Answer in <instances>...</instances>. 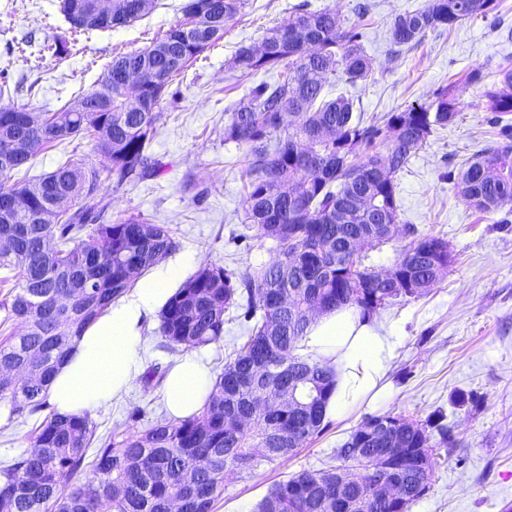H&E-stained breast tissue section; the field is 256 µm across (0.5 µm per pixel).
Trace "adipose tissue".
I'll use <instances>...</instances> for the list:
<instances>
[{
	"instance_id": "1",
	"label": "adipose tissue",
	"mask_w": 512,
	"mask_h": 512,
	"mask_svg": "<svg viewBox=\"0 0 512 512\" xmlns=\"http://www.w3.org/2000/svg\"><path fill=\"white\" fill-rule=\"evenodd\" d=\"M177 271L159 266L139 281L132 298L112 303L70 348L47 388L56 414L94 411L127 394L143 372L147 342L145 322L169 298ZM313 358L334 371L333 390L325 405L330 420L348 417L357 407L382 398L397 338L376 320L351 306L316 315L303 340ZM214 376L194 353L184 354L170 368L164 403L172 417L199 412L210 396Z\"/></svg>"
}]
</instances>
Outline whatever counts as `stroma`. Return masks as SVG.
Wrapping results in <instances>:
<instances>
[{"label": "stroma", "mask_w": 512, "mask_h": 512, "mask_svg": "<svg viewBox=\"0 0 512 512\" xmlns=\"http://www.w3.org/2000/svg\"><path fill=\"white\" fill-rule=\"evenodd\" d=\"M336 11L341 24L367 31L364 48L371 75L355 87H326L329 96L347 90L364 119L398 112L431 100L435 91L477 68L496 71L512 60V0H502L501 29L488 20L463 21L453 29L428 33L413 49L389 52L390 22L419 9L427 0H245L216 46L200 54L185 75L176 77L160 103L153 151L163 166L158 174L122 187L104 182L96 200L109 223L134 214L175 230L179 248L167 263L191 276L201 265L239 271L277 259L276 243L260 237L243 221L246 163L242 146L226 141L224 123L251 87L274 81L271 73L236 77L229 63L243 46H256L267 29L288 18L296 5ZM185 0H153L147 15L91 37H75L60 10V0H0V105L35 114L72 104L106 74L114 56L139 51L183 19ZM31 47H23L25 36ZM71 41L68 56L55 58L45 48ZM458 115L437 130L397 176L403 218L419 229L447 239L454 262L430 292L378 316L394 330L398 343L389 371L390 393L378 404L363 406L346 420L332 422L284 465L259 464L250 475H229L224 497L212 512H253L274 483L300 469L331 465L332 453L363 419L393 411L417 420L444 408L455 437L450 450H439L433 485L409 512H500L512 505V210L481 214L470 207L445 174L475 154L490 151L497 138L480 87L458 94ZM87 140L69 139L37 147L27 172L36 178L71 156H87ZM458 390L482 395L479 409H456ZM149 417L164 415L162 387L136 384L122 398L92 414L99 431L133 428L132 407Z\"/></svg>", "instance_id": "stroma-1"}]
</instances>
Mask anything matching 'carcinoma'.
I'll return each instance as SVG.
<instances>
[{
    "instance_id": "cac0c4a2",
    "label": "carcinoma",
    "mask_w": 512,
    "mask_h": 512,
    "mask_svg": "<svg viewBox=\"0 0 512 512\" xmlns=\"http://www.w3.org/2000/svg\"><path fill=\"white\" fill-rule=\"evenodd\" d=\"M243 4L187 0L183 22L147 48L112 59L105 77L79 98L87 112L70 106L46 112L42 130L17 121L15 112H0V204L8 201L13 215L11 223L0 222V237L13 241L12 250L0 252V284L15 282L0 301V366L27 367L29 351H41L36 381L0 387L7 420H26L47 408L46 385L58 362L134 286L130 270L140 275L179 246L168 225L140 214L107 223L91 201L105 180L121 186L158 172L161 163L150 148L163 95L224 38ZM150 6L151 0H112V16L94 13L73 32L127 25ZM499 7V0H427L392 20V53L470 18L496 21ZM364 40L361 26L344 27L336 11H311L303 3L269 29L260 46L236 51L231 68L242 76L278 71L274 83L251 88L239 101L224 124V140L245 148L244 220L275 241L280 255L243 272L201 266L168 298L160 332L172 354L199 348L220 341L226 315L242 309L247 339L216 375L203 408L188 417L161 416L142 430L106 436L88 413H50L37 421L32 450L0 467V501L8 512H99L105 505L110 512H167L176 495L185 499L186 512H211L224 496L227 474H248L261 462L284 463L325 427L332 371L300 353L311 321L307 309L348 305L374 318L424 296L448 274V241L403 223L397 175L436 128L454 121L456 89L364 121L352 98L324 94L332 80L354 85L368 77ZM130 71L142 81L128 83ZM468 82L482 87L499 145L449 170L448 183L474 210L494 213L512 206V124L502 123L512 113V66L500 65L492 75L475 69ZM54 129L88 139L100 160L69 158L36 181L6 184L32 159L28 152L16 153L14 144L30 139L55 147L64 139ZM64 194L72 198L70 209L51 210L54 198ZM390 224L401 225L409 242L390 277L380 279L365 260L395 240L388 235ZM47 237L50 252L43 248ZM269 386L296 389L300 405L258 406ZM231 415L245 418L235 432L225 425ZM444 419L440 410L423 423L392 412L369 415L334 450L337 466L291 473L268 490L256 512H357L381 490L392 494L391 507H407L431 489L438 446L453 444ZM381 421L400 423L410 467L398 480L365 476L336 499L332 471L358 461L354 448Z\"/></svg>"
}]
</instances>
